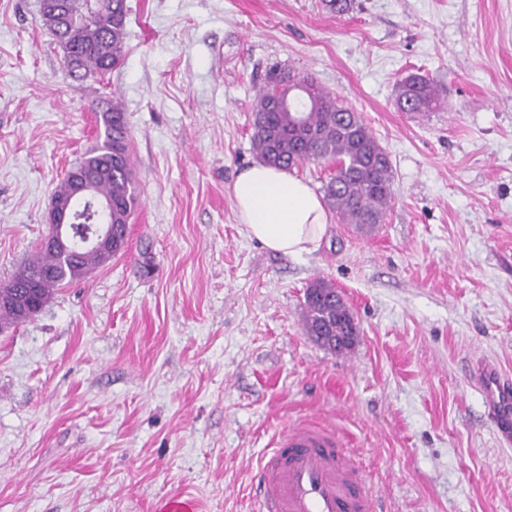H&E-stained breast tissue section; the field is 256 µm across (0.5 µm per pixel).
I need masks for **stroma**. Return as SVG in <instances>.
I'll use <instances>...</instances> for the list:
<instances>
[{"instance_id": "obj_1", "label": "stroma", "mask_w": 512, "mask_h": 512, "mask_svg": "<svg viewBox=\"0 0 512 512\" xmlns=\"http://www.w3.org/2000/svg\"><path fill=\"white\" fill-rule=\"evenodd\" d=\"M112 71L77 80L38 0H0V281L49 230L56 184L121 107L128 246L0 333V512H251L288 425L325 418L378 512H512V441L474 374L512 377V0H127ZM361 112L393 168L383 224L330 215L291 257L240 224L252 106L272 67ZM428 76L442 106L400 111ZM317 278L354 349L302 326Z\"/></svg>"}]
</instances>
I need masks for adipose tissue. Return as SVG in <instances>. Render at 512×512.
<instances>
[{
	"instance_id": "1",
	"label": "adipose tissue",
	"mask_w": 512,
	"mask_h": 512,
	"mask_svg": "<svg viewBox=\"0 0 512 512\" xmlns=\"http://www.w3.org/2000/svg\"><path fill=\"white\" fill-rule=\"evenodd\" d=\"M232 191L240 223L272 252L309 253L326 234L328 215L321 199L287 170L251 166L237 176Z\"/></svg>"
}]
</instances>
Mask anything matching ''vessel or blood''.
<instances>
[{
	"label": "vessel or blood",
	"mask_w": 512,
	"mask_h": 512,
	"mask_svg": "<svg viewBox=\"0 0 512 512\" xmlns=\"http://www.w3.org/2000/svg\"><path fill=\"white\" fill-rule=\"evenodd\" d=\"M478 382L497 431L512 434V382L490 368ZM253 512H376L347 442L328 427L283 430L259 468Z\"/></svg>",
	"instance_id": "obj_1"
}]
</instances>
